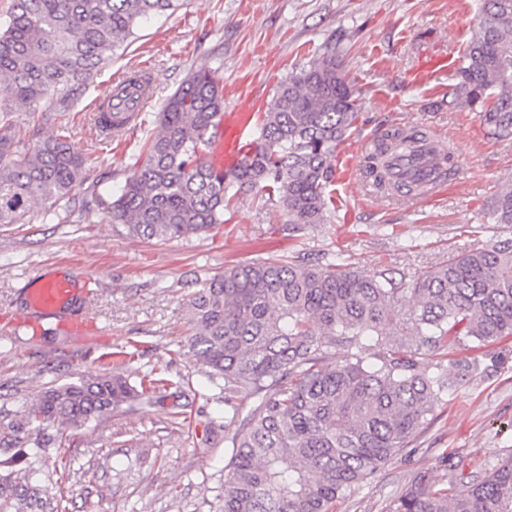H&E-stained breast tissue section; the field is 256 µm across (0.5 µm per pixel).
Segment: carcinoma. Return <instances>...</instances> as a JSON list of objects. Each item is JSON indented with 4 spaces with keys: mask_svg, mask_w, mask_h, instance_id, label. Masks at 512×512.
Here are the masks:
<instances>
[{
    "mask_svg": "<svg viewBox=\"0 0 512 512\" xmlns=\"http://www.w3.org/2000/svg\"><path fill=\"white\" fill-rule=\"evenodd\" d=\"M181 2L13 0L0 30V77L10 88V103L0 107V226L22 223L40 204L76 199L87 181L68 126L22 149L20 113L64 116L139 19ZM446 104L481 108L491 135L512 138V0H484ZM223 111L211 70H193L157 113L120 194L89 187L85 219L168 240L219 230L229 190L242 197L267 189L293 228L325 223L336 152L359 117L336 43L279 86L255 148L229 171L204 160ZM413 140L405 129L383 132L370 156L376 185ZM490 217L512 225V189L494 199ZM188 309V350L224 385V414L238 423L223 512H334L407 447L455 382L483 373L466 363L449 378L448 349L512 336V238L450 254L407 287L384 270L336 263L238 264L206 280ZM364 339L377 348L374 360L355 352L327 362L330 349L358 350ZM113 356L111 370L45 386L22 409L0 413V512H69L58 474L65 451L53 428L99 423L173 385L155 370L133 384L131 354ZM442 466L445 482L415 476L387 512H512V453L481 468L449 453Z\"/></svg>",
    "mask_w": 512,
    "mask_h": 512,
    "instance_id": "carcinoma-1",
    "label": "carcinoma"
}]
</instances>
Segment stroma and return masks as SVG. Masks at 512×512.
<instances>
[{"label": "stroma", "mask_w": 512, "mask_h": 512, "mask_svg": "<svg viewBox=\"0 0 512 512\" xmlns=\"http://www.w3.org/2000/svg\"><path fill=\"white\" fill-rule=\"evenodd\" d=\"M481 0H186L175 12L141 19L127 47L114 52L70 113V143L86 160L89 180L119 193L132 173L155 115L198 66L207 65L225 99L259 91L272 101L290 73L318 57L332 40L361 93L352 139L404 120L452 142L459 158L455 187L435 202L364 200L359 184L333 182L326 223L292 230L267 193L233 200L219 233L145 240L118 224L63 221V206L42 204L25 223L0 227V315L18 314L22 294L38 276L64 273L91 280L97 333L32 332L12 325L0 333V408L16 411L31 394L80 374L111 368L118 348L136 353L142 369L165 372L172 387L151 406L124 408L97 424L63 427L59 435L73 473L70 512H219L232 427L224 396L198 372L187 348V302L226 266L270 257L364 271L391 270L413 282L449 254L512 238L490 223L497 194L512 185V139L488 134L481 114L448 109L436 87L409 72L422 52L463 51ZM149 69L155 100L118 144L96 140L92 99L128 69ZM488 366L459 382L427 425L394 459L371 474L336 512H387L415 473L440 481L443 452L481 467L512 453V336L478 349L448 352L449 366ZM185 406L177 424L169 414Z\"/></svg>", "instance_id": "obj_1"}]
</instances>
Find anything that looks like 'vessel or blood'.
<instances>
[{
	"label": "vessel or blood",
	"instance_id": "vessel-or-blood-1",
	"mask_svg": "<svg viewBox=\"0 0 512 512\" xmlns=\"http://www.w3.org/2000/svg\"><path fill=\"white\" fill-rule=\"evenodd\" d=\"M457 61L450 54L427 55L420 66L419 77L453 74ZM112 99L118 112H144L154 99L151 84H137L131 75H124L112 85ZM257 110L252 94L244 93L228 105L218 123V136L209 147L205 159L212 167L222 170L239 165L243 156L251 149L249 126ZM440 150L437 141L428 137L421 141L417 152L394 159L391 179L395 183L415 180L421 183L424 201L443 198L448 181L437 173V158ZM76 282L66 276H50L24 291L26 311L19 320L24 324H35L38 318L57 319L66 332L85 336L93 332L94 325L87 315L85 302L76 301Z\"/></svg>",
	"mask_w": 512,
	"mask_h": 512
}]
</instances>
